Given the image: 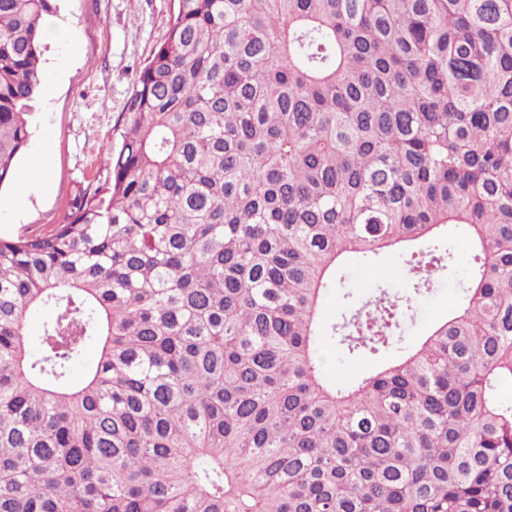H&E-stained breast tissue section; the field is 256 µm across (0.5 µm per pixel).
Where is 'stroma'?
Returning <instances> with one entry per match:
<instances>
[{"label": "stroma", "instance_id": "obj_1", "mask_svg": "<svg viewBox=\"0 0 512 512\" xmlns=\"http://www.w3.org/2000/svg\"><path fill=\"white\" fill-rule=\"evenodd\" d=\"M170 0H59L54 15L64 29V42L45 41L43 66L62 62L52 98L37 96L30 117V141L19 160L26 167L40 157L46 182L29 197L26 210L12 214L9 204L15 182L0 185V234L15 236L45 231L62 221L67 204L80 186L97 183L104 175L106 148L117 142L125 103L138 72L168 30ZM452 259L429 293L418 299L399 331V346L418 341L436 322L458 306L473 265L472 253L459 229L449 228ZM385 269L384 278H372L369 268ZM330 290L322 320L332 324L346 300L362 302L373 296L380 281L401 290L409 285L406 266L398 253L366 260L347 256ZM323 373L334 383H346L373 371L378 358L347 359L331 338L322 341Z\"/></svg>", "mask_w": 512, "mask_h": 512}]
</instances>
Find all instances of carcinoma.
<instances>
[{"label": "carcinoma", "instance_id": "1", "mask_svg": "<svg viewBox=\"0 0 512 512\" xmlns=\"http://www.w3.org/2000/svg\"><path fill=\"white\" fill-rule=\"evenodd\" d=\"M56 9L0 0V185ZM123 117L60 223L0 237V512H512V0H173ZM450 226L455 313L325 379L324 336L395 344ZM386 252L429 261L326 327ZM379 266L386 274L381 278L368 277V269ZM342 278L337 288L330 290L322 309V321L330 326L336 319L338 311L344 305L348 294L352 300L362 302L369 299L377 291L382 280H386L394 290L408 288L409 280L403 258L398 253H387L364 260L358 255L347 256L340 264L336 281Z\"/></svg>", "mask_w": 512, "mask_h": 512}]
</instances>
